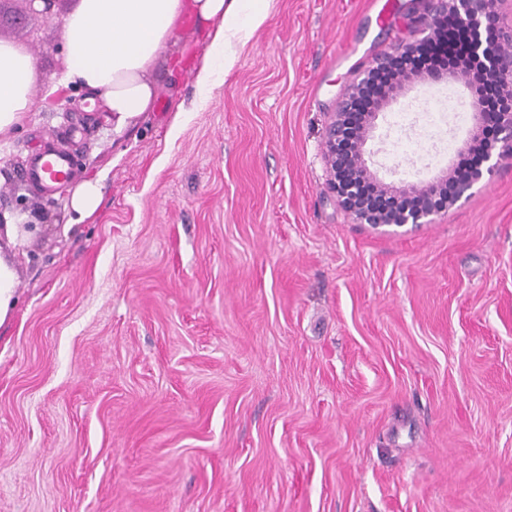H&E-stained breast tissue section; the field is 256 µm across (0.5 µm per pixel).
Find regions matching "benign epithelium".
<instances>
[{
	"label": "benign epithelium",
	"mask_w": 512,
	"mask_h": 512,
	"mask_svg": "<svg viewBox=\"0 0 512 512\" xmlns=\"http://www.w3.org/2000/svg\"><path fill=\"white\" fill-rule=\"evenodd\" d=\"M43 8H35L36 2ZM23 4V13L30 20L38 22L54 15V6L58 0H19ZM408 6L396 10L398 21L394 24V37L390 51L376 55L360 67L338 102L336 112L332 113L325 129V154L330 165H335L336 157L354 145L357 152L356 164L367 176L371 175L368 160L365 157V144L371 129L366 122L358 129L350 121L362 89L373 74L387 67L393 57L414 43H426L434 34L436 26L445 18L469 34L467 54L476 60L478 66L470 69L464 77L456 74L448 76L452 82L461 81L469 91V112L472 116L470 136L480 133L486 125L497 130V138L485 149L484 164L473 169H463L456 175L453 198L454 205L471 195V190L485 177H489L503 163L512 161V107L491 110L484 106L476 93L486 80V74L492 73L498 80L501 96L512 102V27L498 24L499 0H407ZM331 189L336 193L340 205L348 211L358 224H368L373 228L384 226L413 228L434 223V217L440 209L426 201L417 206L386 216L367 208H351L345 198L356 195L358 184L355 178L346 179L344 187L331 180Z\"/></svg>",
	"instance_id": "benign-epithelium-1"
}]
</instances>
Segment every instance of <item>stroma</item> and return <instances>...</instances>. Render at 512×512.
Masks as SVG:
<instances>
[{
	"mask_svg": "<svg viewBox=\"0 0 512 512\" xmlns=\"http://www.w3.org/2000/svg\"><path fill=\"white\" fill-rule=\"evenodd\" d=\"M397 0H267L237 67L196 96L179 28L153 107L116 130L89 91L49 103L57 18L9 8L37 106L0 138L18 239L0 325V512H512V162L414 229L352 223L325 125L388 47ZM461 85L409 78L366 144L380 185L429 183L468 124ZM72 152L54 195L32 150ZM103 199L70 231L75 186Z\"/></svg>",
	"mask_w": 512,
	"mask_h": 512,
	"instance_id": "obj_1",
	"label": "stroma"
}]
</instances>
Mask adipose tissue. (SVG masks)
<instances>
[{
    "label": "adipose tissue",
    "instance_id": "1",
    "mask_svg": "<svg viewBox=\"0 0 512 512\" xmlns=\"http://www.w3.org/2000/svg\"><path fill=\"white\" fill-rule=\"evenodd\" d=\"M188 14L210 39L212 63L199 71L196 82L198 94H210L267 21L264 0H79L61 34L66 67L57 85L97 93L108 121L126 128L150 110L149 74ZM40 78L27 49L0 41V137L35 108Z\"/></svg>",
    "mask_w": 512,
    "mask_h": 512
}]
</instances>
